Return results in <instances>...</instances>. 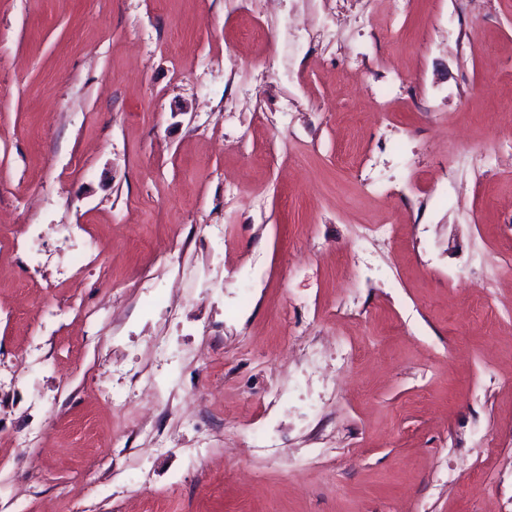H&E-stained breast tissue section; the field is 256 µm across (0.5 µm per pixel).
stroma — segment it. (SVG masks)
<instances>
[{"mask_svg":"<svg viewBox=\"0 0 512 512\" xmlns=\"http://www.w3.org/2000/svg\"><path fill=\"white\" fill-rule=\"evenodd\" d=\"M509 107L512 0H0V512H512Z\"/></svg>","mask_w":512,"mask_h":512,"instance_id":"1","label":"stroma"}]
</instances>
